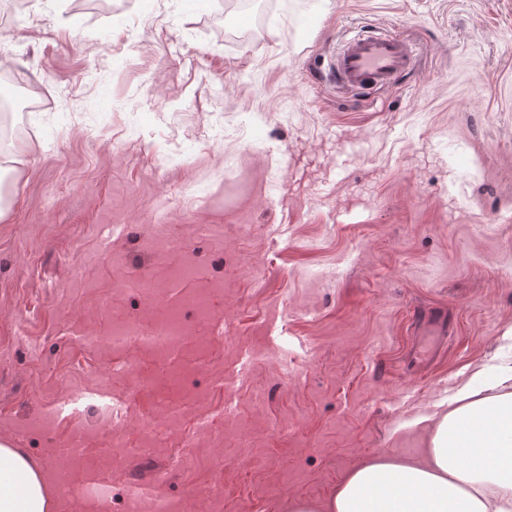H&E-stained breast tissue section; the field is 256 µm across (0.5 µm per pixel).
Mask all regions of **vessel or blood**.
<instances>
[{
    "label": "vessel or blood",
    "instance_id": "1",
    "mask_svg": "<svg viewBox=\"0 0 512 512\" xmlns=\"http://www.w3.org/2000/svg\"><path fill=\"white\" fill-rule=\"evenodd\" d=\"M413 62L412 46L399 36L362 32L345 42L320 77L360 94L391 84L409 71ZM413 325L417 342L405 363L412 371L427 366L444 344L448 315L443 310L420 311L414 314Z\"/></svg>",
    "mask_w": 512,
    "mask_h": 512
}]
</instances>
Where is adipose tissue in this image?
<instances>
[{"label": "adipose tissue", "instance_id": "adipose-tissue-1", "mask_svg": "<svg viewBox=\"0 0 512 512\" xmlns=\"http://www.w3.org/2000/svg\"><path fill=\"white\" fill-rule=\"evenodd\" d=\"M510 379L483 396L461 389L458 406L425 428L420 455L367 461L328 499L292 498L287 512H512ZM51 508L40 471L0 444V512Z\"/></svg>", "mask_w": 512, "mask_h": 512}]
</instances>
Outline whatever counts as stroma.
I'll use <instances>...</instances> for the list:
<instances>
[{"label": "stroma", "mask_w": 512, "mask_h": 512, "mask_svg": "<svg viewBox=\"0 0 512 512\" xmlns=\"http://www.w3.org/2000/svg\"><path fill=\"white\" fill-rule=\"evenodd\" d=\"M363 28L414 69L318 80ZM1 68L45 94L0 144V443L51 488L105 475L58 512L151 480L199 512L321 500L512 361V0H25ZM149 305L188 327L177 358L101 345ZM432 308L445 350L407 373Z\"/></svg>", "instance_id": "35a3bbf8"}]
</instances>
